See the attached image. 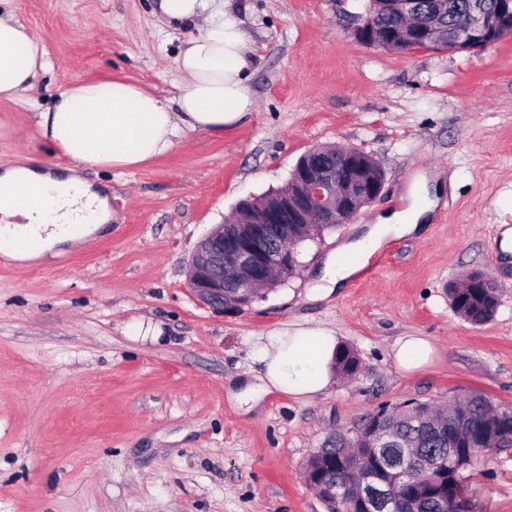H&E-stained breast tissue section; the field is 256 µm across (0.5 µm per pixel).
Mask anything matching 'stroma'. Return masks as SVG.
<instances>
[{"label": "stroma", "instance_id": "obj_1", "mask_svg": "<svg viewBox=\"0 0 512 512\" xmlns=\"http://www.w3.org/2000/svg\"><path fill=\"white\" fill-rule=\"evenodd\" d=\"M255 63L254 110L221 134L187 131L165 154L119 170L83 168L111 194L112 222L37 264L0 261V512H325L303 478L330 435L382 408L472 391L512 405V36L448 54L369 48L353 35L364 0H230ZM50 63L21 101L0 99V168L24 157L63 168L39 115L80 81L167 97L195 22L159 0H0ZM315 146L351 147L385 173L380 199L300 243L295 270L236 314L187 286L197 242L240 200L284 187ZM440 173L425 232L388 239L382 269L326 300L307 294L327 255L394 211L419 175ZM482 271L491 320L452 309L448 286ZM297 325L333 328L360 360L309 399L278 391L246 413L229 392L260 369L259 346ZM438 349L406 374L395 341ZM476 512H512V447L474 462Z\"/></svg>", "mask_w": 512, "mask_h": 512}]
</instances>
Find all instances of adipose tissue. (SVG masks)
Returning a JSON list of instances; mask_svg holds the SVG:
<instances>
[{
	"label": "adipose tissue",
	"mask_w": 512,
	"mask_h": 512,
	"mask_svg": "<svg viewBox=\"0 0 512 512\" xmlns=\"http://www.w3.org/2000/svg\"><path fill=\"white\" fill-rule=\"evenodd\" d=\"M160 9L174 21H205L176 59L174 96L163 98L131 83H75L39 121L43 136L72 161L69 174L56 175L29 160L0 171V233L11 237L14 260L32 262L57 245L84 243L111 221L107 197L80 175V166L134 167L169 151L184 131L220 132L252 112L247 72L254 55L240 22L217 0H161ZM48 66L31 30L12 15H0V99H21ZM421 189L414 184L407 208L379 216L349 250L368 257L389 237L421 233L435 205ZM29 233L40 237L38 248L26 244ZM338 344L335 331L322 326L272 336L257 350L263 368L256 384L239 395L240 404L271 390L304 398L324 392L338 375Z\"/></svg>",
	"instance_id": "ef3b65f1"
}]
</instances>
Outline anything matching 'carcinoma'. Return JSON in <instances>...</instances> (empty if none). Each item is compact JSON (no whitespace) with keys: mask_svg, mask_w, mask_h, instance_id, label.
Here are the masks:
<instances>
[{"mask_svg":"<svg viewBox=\"0 0 512 512\" xmlns=\"http://www.w3.org/2000/svg\"><path fill=\"white\" fill-rule=\"evenodd\" d=\"M469 0H442L443 14L431 20L437 26L452 27L459 35L463 10ZM366 13L392 31H398L400 20L391 16V7L383 0H367ZM471 277L449 288L453 310L465 320L478 325L489 320L497 309L495 289L473 288ZM340 373H357L359 359L349 347L336 350ZM394 433L405 448H375L370 438L376 428ZM358 434L345 437L338 433L325 442L333 454L320 450L309 457L303 468L306 482L317 491L326 512H358L356 502L328 494V488L346 481L356 486L362 477L377 464V456L395 458L412 453L420 458L448 456V438L464 437L474 447L462 443L457 448L454 464L431 475L417 471L410 473L393 486L400 504L399 512H440V505H448V512H475V504L468 496L467 481L471 477L474 458L486 448L512 447V407L494 402L482 393H474L463 401L431 406L427 403L411 408H382L368 416L357 428Z\"/></svg>","mask_w":512,"mask_h":512,"instance_id":"obj_1","label":"carcinoma"}]
</instances>
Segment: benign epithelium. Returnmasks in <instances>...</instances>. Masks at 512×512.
<instances>
[{
    "label": "benign epithelium",
    "mask_w": 512,
    "mask_h": 512,
    "mask_svg": "<svg viewBox=\"0 0 512 512\" xmlns=\"http://www.w3.org/2000/svg\"><path fill=\"white\" fill-rule=\"evenodd\" d=\"M512 32V0H475L464 15V31L453 39L430 22H417L404 49L422 44L448 43L455 54L494 44ZM354 38L368 47H386L392 33L380 30L371 16L357 20ZM325 149L303 154L289 180V189L274 204L256 209L249 200L239 203L237 220L220 224L197 244L188 260L187 285L203 304L224 312L239 311L256 299L254 288H275L268 275L279 270L289 275L295 252L285 243L305 237L309 217L321 226L344 224L383 193L385 176L375 175L357 153L344 154L338 168L325 164ZM394 498L383 486L369 484L358 499L361 512H387Z\"/></svg>",
    "instance_id": "benign-epithelium-1"
}]
</instances>
